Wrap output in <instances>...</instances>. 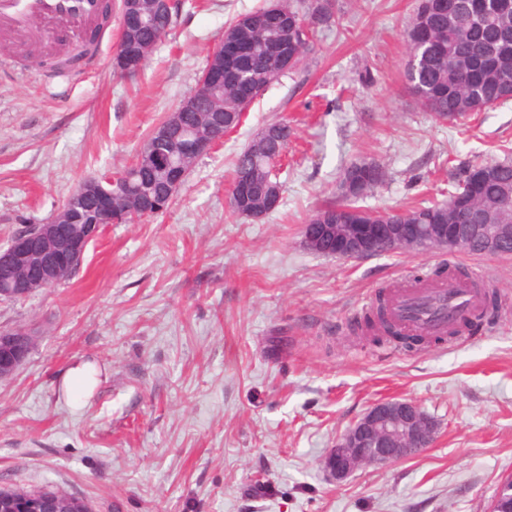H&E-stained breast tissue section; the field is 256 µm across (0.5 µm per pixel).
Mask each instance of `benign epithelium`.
I'll return each instance as SVG.
<instances>
[{"instance_id": "1", "label": "benign epithelium", "mask_w": 512, "mask_h": 512, "mask_svg": "<svg viewBox=\"0 0 512 512\" xmlns=\"http://www.w3.org/2000/svg\"><path fill=\"white\" fill-rule=\"evenodd\" d=\"M123 18L135 28L150 25L151 13L141 0H122ZM224 44L209 50L196 89L169 112L150 134L156 144L168 141L182 125L185 113L197 112V126L174 147L172 174L160 196L137 187L118 196L112 177L82 180L64 204L44 224L21 228L0 250V266L10 268L36 287L69 280L81 267L89 246L104 224H125L131 217H154L165 210L182 186L190 168L181 161L209 153L224 139L231 119L212 117L210 103L224 96ZM303 239L308 248L339 259L377 256L396 251H446L501 256L512 251V221L500 224H307ZM31 340L26 329L0 328V379L11 376L26 360ZM436 421L418 404L406 399L373 403L337 439L323 458V469L336 483L362 466H386L411 457V451L432 446ZM56 498L19 496L0 503V512H51Z\"/></svg>"}]
</instances>
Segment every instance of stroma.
<instances>
[{"label": "stroma", "mask_w": 512, "mask_h": 512, "mask_svg": "<svg viewBox=\"0 0 512 512\" xmlns=\"http://www.w3.org/2000/svg\"><path fill=\"white\" fill-rule=\"evenodd\" d=\"M269 2L185 0L172 35L130 74L113 68L116 18L77 75L16 52L0 60V249L86 177L129 166L225 27ZM417 4L336 0L314 50L195 162L167 212L104 225L70 280L0 301V327L34 333L0 380V488L51 485L93 512H489L512 475V257L338 259L302 235L353 164L385 170L362 204L387 211L447 200L466 165L512 157V101L442 123L408 92ZM282 118L294 134L280 203L235 216V156ZM476 271L499 297L476 333L407 348L355 327L379 292ZM77 362L98 383L73 407L60 380ZM387 398L436 420L433 447L329 481L326 452Z\"/></svg>", "instance_id": "35a3bbf8"}]
</instances>
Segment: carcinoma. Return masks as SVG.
Here are the masks:
<instances>
[{
  "mask_svg": "<svg viewBox=\"0 0 512 512\" xmlns=\"http://www.w3.org/2000/svg\"><path fill=\"white\" fill-rule=\"evenodd\" d=\"M181 0H172L154 14V23L139 30L126 29L122 46L126 54L138 55L147 46L156 49L172 31L181 10ZM311 15L318 25L333 18V0H282L267 8L238 16L224 29V43L236 50L224 52V112L234 113L230 128L240 124L242 102H253L280 76L295 69L310 53L314 36L304 27ZM90 37L79 47L54 61L57 69L68 67L91 50ZM408 58L414 72L406 76L408 88L420 104L441 120L450 122L512 100V0H420L412 22L405 30ZM280 133L266 138L264 149L247 144L237 155L232 179L246 177V190L236 187L234 214L271 212L269 189L280 186L272 173L271 160L282 156L290 130L284 121ZM487 175L472 179L469 169L448 192L454 207L432 203L406 210L378 212L358 205L380 185L385 173L376 164H353L341 180L342 199L315 211L311 224H464L479 205L488 208L491 221L512 217V158L479 163ZM369 336H398L400 328L390 312V298L379 297L377 306L363 319Z\"/></svg>",
  "mask_w": 512,
  "mask_h": 512,
  "instance_id": "obj_1",
  "label": "carcinoma"
}]
</instances>
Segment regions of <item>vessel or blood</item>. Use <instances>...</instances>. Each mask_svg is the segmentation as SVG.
<instances>
[{
	"mask_svg": "<svg viewBox=\"0 0 512 512\" xmlns=\"http://www.w3.org/2000/svg\"><path fill=\"white\" fill-rule=\"evenodd\" d=\"M99 7V0H0V47L68 49L76 30L95 26ZM479 304L470 285L428 281L396 293L393 312L406 333H437L447 329L449 317L473 314Z\"/></svg>",
	"mask_w": 512,
	"mask_h": 512,
	"instance_id": "b4317fda",
	"label": "vessel or blood"
}]
</instances>
